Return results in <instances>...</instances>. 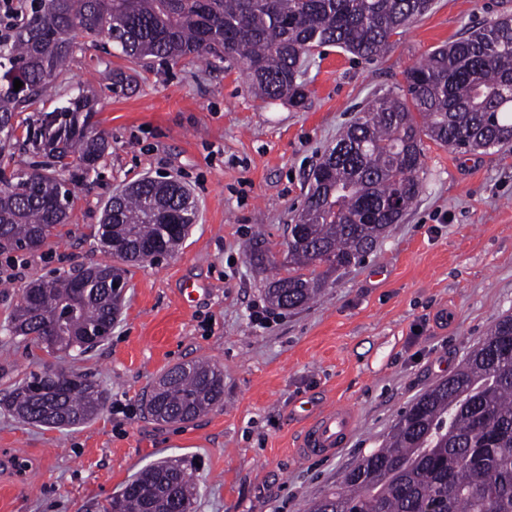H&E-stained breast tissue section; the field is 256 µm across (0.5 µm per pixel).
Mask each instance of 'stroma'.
<instances>
[{
	"mask_svg": "<svg viewBox=\"0 0 512 512\" xmlns=\"http://www.w3.org/2000/svg\"><path fill=\"white\" fill-rule=\"evenodd\" d=\"M503 15L512 0H433L381 60L323 47L306 63L300 108L262 102L242 68L207 54L135 63L109 42L76 37L44 108L84 90L110 147L95 172L74 176L68 220L38 250L0 253V512H85L169 458L195 465L196 512H308L382 447L400 411L512 315V147L461 154L424 140L417 201L306 306L268 307L274 271L253 266L247 249L259 235L281 254L314 167L360 108L404 88L406 70L436 47ZM118 70L132 87L114 84ZM165 176L190 190L196 222L171 256L125 264L104 344L72 358L11 337L29 283L105 261L98 224L112 194ZM192 361L223 371V400L188 423L151 418L143 405L153 383ZM46 366L91 375L104 411L66 430L14 418L5 396ZM310 405L354 411L335 455L297 458Z\"/></svg>",
	"mask_w": 512,
	"mask_h": 512,
	"instance_id": "stroma-1",
	"label": "stroma"
}]
</instances>
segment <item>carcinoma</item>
I'll return each instance as SVG.
<instances>
[{"label":"carcinoma","instance_id":"cac0c4a2","mask_svg":"<svg viewBox=\"0 0 512 512\" xmlns=\"http://www.w3.org/2000/svg\"><path fill=\"white\" fill-rule=\"evenodd\" d=\"M32 13L10 42L0 43V150L13 140L54 160L55 170L0 171V249H39L68 218L67 179L87 171L108 149L96 129L95 103L79 92L51 111L20 114L42 102L75 48L117 32L133 61L166 64L202 53L246 66L250 91L266 103L295 107L306 98L303 63L335 45L371 62L391 51L393 37L427 14L432 0H33ZM27 85L25 97L14 80ZM404 93L371 101L343 130L313 172L306 204L288 225V250L266 299L295 309L314 299L329 275L355 265L401 221L423 190L422 137L461 152L512 143V16L468 32L429 53L405 73ZM195 221L183 184L141 179L112 197L100 237L112 257L140 261L145 250L172 253ZM250 260L275 263L255 240ZM326 269L318 272L316 266ZM28 285L9 332L35 347L79 355L112 330L121 303L113 283L122 270L107 262ZM224 395V375L208 363L178 365L154 384L147 409L166 422H189ZM18 419L68 429L105 407L85 374L66 378L52 367L32 371L8 397ZM197 483L179 462L142 468L116 495L87 512H195ZM512 512V316L500 319L448 378L416 399L392 426L383 447L363 456L342 487L309 512Z\"/></svg>","mask_w":512,"mask_h":512}]
</instances>
